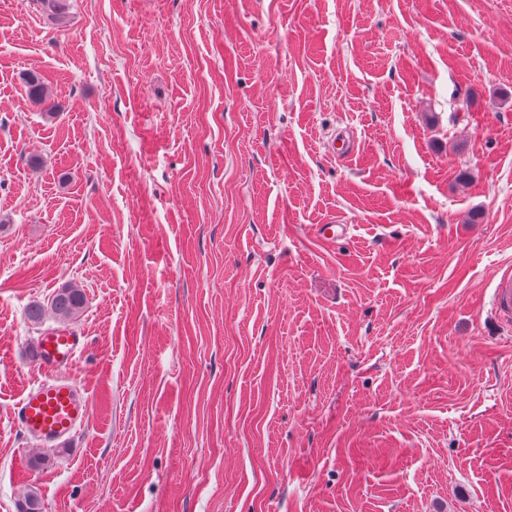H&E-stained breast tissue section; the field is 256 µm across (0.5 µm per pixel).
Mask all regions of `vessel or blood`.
I'll list each match as a JSON object with an SVG mask.
<instances>
[{
	"label": "vessel or blood",
	"instance_id": "obj_1",
	"mask_svg": "<svg viewBox=\"0 0 512 512\" xmlns=\"http://www.w3.org/2000/svg\"><path fill=\"white\" fill-rule=\"evenodd\" d=\"M491 303L503 326L512 325V269L496 279ZM88 341L70 328H53L40 333L29 345V356L44 377L30 385L16 412L21 432L51 447L82 426L89 414L91 398L72 371Z\"/></svg>",
	"mask_w": 512,
	"mask_h": 512
}]
</instances>
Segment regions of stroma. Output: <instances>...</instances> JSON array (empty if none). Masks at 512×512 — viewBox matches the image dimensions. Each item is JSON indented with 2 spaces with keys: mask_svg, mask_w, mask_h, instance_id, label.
<instances>
[{
  "mask_svg": "<svg viewBox=\"0 0 512 512\" xmlns=\"http://www.w3.org/2000/svg\"><path fill=\"white\" fill-rule=\"evenodd\" d=\"M509 266L512 0H0V512H512ZM71 282L92 408L37 467ZM491 303L500 323L509 327L512 323V269L510 266L496 279ZM86 304L83 288L76 283L66 284L58 288L52 296L49 309L40 303H35L29 310V319L35 324L42 323V318L50 310L59 322L74 323L81 316Z\"/></svg>",
  "mask_w": 512,
  "mask_h": 512,
  "instance_id": "1",
  "label": "stroma"
}]
</instances>
